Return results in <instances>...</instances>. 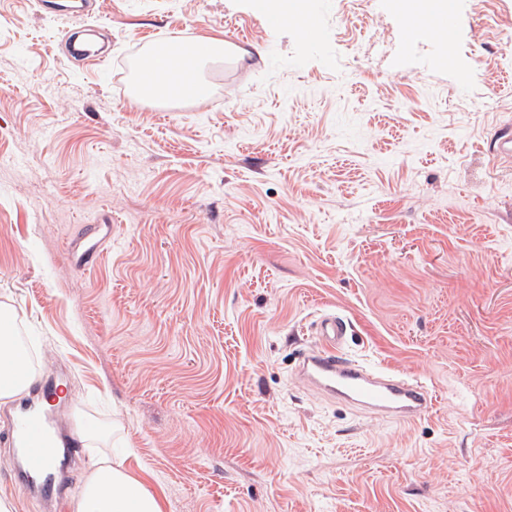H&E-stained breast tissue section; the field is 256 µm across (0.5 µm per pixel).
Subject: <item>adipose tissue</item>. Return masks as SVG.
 <instances>
[{
  "instance_id": "obj_1",
  "label": "adipose tissue",
  "mask_w": 512,
  "mask_h": 512,
  "mask_svg": "<svg viewBox=\"0 0 512 512\" xmlns=\"http://www.w3.org/2000/svg\"><path fill=\"white\" fill-rule=\"evenodd\" d=\"M448 0H410L402 16L416 36L442 38L443 33L434 27L435 14L447 11ZM179 65L160 54L149 55L144 65L154 78V91L167 93L174 85L190 87L189 98L201 103L208 97V89L200 77L206 61L224 52V42L219 38L206 39L204 47L178 46ZM123 454L101 456L90 464L83 486L74 499V512H165V504L155 487L134 474L126 464Z\"/></svg>"
}]
</instances>
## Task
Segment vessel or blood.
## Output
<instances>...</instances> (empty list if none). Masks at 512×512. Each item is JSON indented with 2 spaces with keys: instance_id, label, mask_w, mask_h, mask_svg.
I'll use <instances>...</instances> for the list:
<instances>
[{
  "instance_id": "vessel-or-blood-1",
  "label": "vessel or blood",
  "mask_w": 512,
  "mask_h": 512,
  "mask_svg": "<svg viewBox=\"0 0 512 512\" xmlns=\"http://www.w3.org/2000/svg\"><path fill=\"white\" fill-rule=\"evenodd\" d=\"M348 328L338 314L319 318L315 334L320 345L303 353L297 372L301 383L382 418L411 421L430 413L434 397L422 382L343 353ZM35 402L20 400L11 419L6 443L12 450L14 483L24 494L40 497L49 512H66V497L57 490L59 461L62 448L79 446L80 433L49 412L36 411Z\"/></svg>"
}]
</instances>
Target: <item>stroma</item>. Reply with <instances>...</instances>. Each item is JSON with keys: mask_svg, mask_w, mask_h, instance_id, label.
<instances>
[{"mask_svg": "<svg viewBox=\"0 0 512 512\" xmlns=\"http://www.w3.org/2000/svg\"><path fill=\"white\" fill-rule=\"evenodd\" d=\"M0 0V306L60 410L166 512H512V0H456L447 42L393 0ZM108 41L86 67L67 39ZM235 40L209 98L129 94L145 46ZM111 239L80 267L66 242ZM344 351L435 397L382 421L306 390L325 313ZM257 7L263 13L265 18L300 16L303 11V5L295 0H254Z\"/></svg>", "mask_w": 512, "mask_h": 512, "instance_id": "stroma-1", "label": "stroma"}]
</instances>
